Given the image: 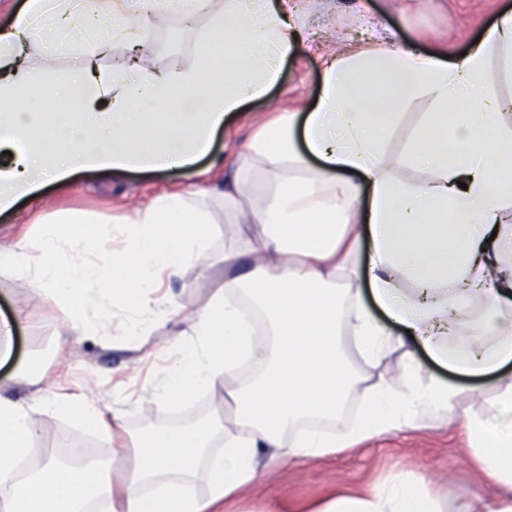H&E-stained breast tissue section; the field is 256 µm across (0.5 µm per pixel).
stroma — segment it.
I'll list each match as a JSON object with an SVG mask.
<instances>
[{
    "label": "stroma",
    "mask_w": 512,
    "mask_h": 512,
    "mask_svg": "<svg viewBox=\"0 0 512 512\" xmlns=\"http://www.w3.org/2000/svg\"><path fill=\"white\" fill-rule=\"evenodd\" d=\"M305 32L289 55L279 83L264 98L244 105L227 117L216 133L211 152L192 169L181 172H79L45 185L23 197L11 209L0 212V238L37 236L40 223H54L68 215L84 220L87 231L98 232V252L122 250L123 238L99 233L102 225L135 217L138 209L154 199L176 194L188 205L210 212L216 222L208 257L209 272L187 267L180 279L164 284L162 295L177 305L180 316L172 328H162L131 343L118 333L107 336H67L57 308L41 299L30 283L0 275V314L19 327L13 336V356L0 365L6 384L1 393L29 403L42 396L80 394L94 402L103 418L113 407L125 413L126 428L138 435L150 428L180 425L223 414L220 395L203 392L190 403L166 404L153 393L154 372L176 356L169 350L171 330L182 331L192 313L224 281V249L232 243L225 225L236 222L222 200L224 173L233 166L243 145L253 140L275 113L304 117L322 92L324 60L335 49H354L377 44H396L433 55L463 52L484 25L512 0H303ZM224 0H210L208 12L194 29L187 30L165 17H150L148 52L174 73L197 63L196 41L212 13L222 10ZM429 110L426 97H417L401 109L388 134L384 149L393 160V175L400 181L415 180L412 169L398 165L407 147V134ZM66 335L64 366H48L40 378L20 377L25 361L51 352L59 335ZM38 454L67 459L66 448L77 442L95 458H108L112 443L98 439L87 429L62 415L39 419ZM470 442L458 424L439 421L362 442L356 449L333 458L307 463L283 461L265 481L254 487L237 505L239 512H291L293 507L313 504L329 492L370 493L392 477L405 474L425 477L429 489L444 506L456 512L473 495L492 499L496 488L482 484L470 458Z\"/></svg>",
    "instance_id": "obj_1"
}]
</instances>
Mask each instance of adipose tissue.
I'll list each match as a JSON object with an SVG mask.
<instances>
[{
	"instance_id": "ef3b65f1",
	"label": "adipose tissue",
	"mask_w": 512,
	"mask_h": 512,
	"mask_svg": "<svg viewBox=\"0 0 512 512\" xmlns=\"http://www.w3.org/2000/svg\"><path fill=\"white\" fill-rule=\"evenodd\" d=\"M206 9L207 0H24L0 27V147L11 153L0 167V211L77 172L188 170L208 154L226 117L279 82L302 13L297 0H224L194 68L174 75L140 64L143 15L182 23ZM88 30L98 33L91 58L69 82L45 83L51 57L28 64L32 37L66 48ZM495 49L508 52L512 77V8L462 56L386 46L331 55L303 126L276 119L240 152L224 208L248 212L258 233L245 252H225L223 287L194 312L188 336L172 339L178 357L155 386L164 401L221 392L223 415L134 437L121 411L104 419L80 396L0 397V512H85L90 500L99 512H218L282 458L319 460L443 419L461 421L483 481L504 492L459 512H512V127L486 81ZM117 52L129 56L126 67L98 65ZM40 85L75 109L49 119L33 95ZM420 95L430 112L401 159L418 178L400 182L384 140ZM261 182L274 191L244 208ZM213 229L209 213L161 198L116 226L125 251L97 257L94 238L46 224L36 246L0 243V274L29 281L73 330L103 331L117 318L135 341L176 316L151 290L187 264L205 265ZM398 348L396 369L360 387L352 356L378 364ZM426 355L483 378L471 397L489 408L457 411L459 388L424 376ZM355 393L354 424L314 427L335 421ZM49 414L91 425L120 441L119 452L21 468L38 416ZM312 512L443 510L424 479L398 476L369 494L329 495Z\"/></svg>"
}]
</instances>
